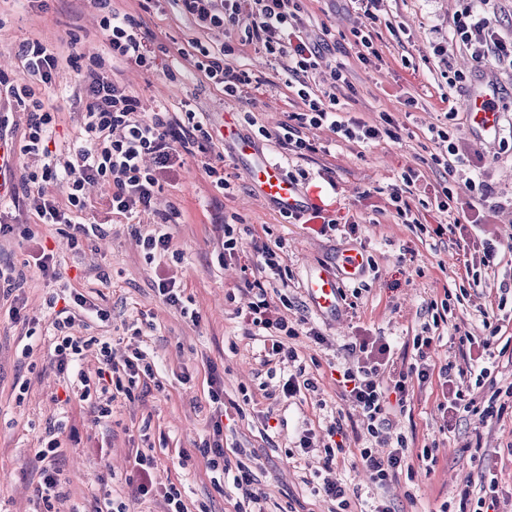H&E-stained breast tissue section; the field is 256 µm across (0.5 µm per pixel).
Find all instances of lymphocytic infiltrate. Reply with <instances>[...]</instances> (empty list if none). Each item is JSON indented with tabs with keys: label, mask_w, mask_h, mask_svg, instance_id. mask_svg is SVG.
<instances>
[{
	"label": "lymphocytic infiltrate",
	"mask_w": 512,
	"mask_h": 512,
	"mask_svg": "<svg viewBox=\"0 0 512 512\" xmlns=\"http://www.w3.org/2000/svg\"><path fill=\"white\" fill-rule=\"evenodd\" d=\"M157 0H138V12H123L115 8L112 0H96L99 28L106 36L110 57L89 55L79 50L77 36L49 45L34 39L22 43L16 53L22 68L12 74L0 71V99H7L24 107L27 112L26 129L15 153L16 165L0 172V180L7 184L0 195V206L23 204L28 206L41 224H67L72 228L68 236L71 246H79L83 239L102 237L101 223H73L72 214L86 207L85 188L89 184H102L108 193L102 202L112 214L149 216L161 190L160 179L182 154L199 157L205 175L216 189L230 190L222 165L213 161V129L203 113L189 108L171 112L147 107L143 100L126 87L109 78L112 59L136 65L146 70L156 67L158 56L171 58L172 64L165 74L175 79L174 62L185 60L194 66L201 77L226 96L248 98L261 87L258 78L247 71L232 67L225 58L233 54L230 44L214 50L192 40L190 48L172 47L156 42L143 29V12L149 11ZM182 15L192 18L200 30L236 32L241 44L262 45L275 57L287 60L289 72L296 78V91L304 109L292 113L285 125L282 141L297 157L317 153L316 142L307 131L329 127L339 138L368 143L381 137L397 138L388 118L370 124L346 119L338 112L336 89L345 85L343 73L333 75V86L315 93L309 83L310 75L319 68V59L327 47L324 40L311 37L299 24L303 0H169ZM465 5L455 21L453 38L470 52L478 65L488 62L512 61V40L499 36L493 22L473 6ZM78 69L80 86L86 100L83 124L72 148L50 150L52 128L56 114L46 108L40 97L43 87L52 85L62 65ZM252 299L246 314L249 335L269 339V356L279 362L295 365L298 354L287 346L289 338L298 336V329L277 317L261 281L250 282ZM75 314L55 318L53 327V357L60 374H73L80 384L81 398H88L91 390H99L104 404L101 414H109V401L114 393L132 396L141 380L152 378L153 367L144 352L132 350L122 363L112 360V348L102 343L97 356L95 372H86L81 366L86 344L73 332ZM434 338L418 335L413 339L416 361L400 370H389L391 347L381 339L357 336L348 344L350 355L361 356L362 364L345 366L340 372L339 385L346 398L353 400L361 410V425L369 436L381 438L387 423L390 403L406 407L411 381L427 382L439 377L448 395L443 403L444 415L461 412L498 415L506 405L512 404V387L496 390L476 402L453 387L451 365L433 368L428 353ZM204 452L209 455L212 472L232 475L239 492L235 512H265L263 492L256 488L252 472L243 463H232L224 453V426L221 419H213ZM417 458L427 466L436 459L431 448H410L407 437L401 436L388 456L377 455L372 449H360L354 462L378 486H386L395 479L410 459Z\"/></svg>",
	"instance_id": "lymphocytic-infiltrate-1"
}]
</instances>
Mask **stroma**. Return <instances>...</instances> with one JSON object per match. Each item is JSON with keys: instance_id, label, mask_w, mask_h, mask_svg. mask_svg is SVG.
Masks as SVG:
<instances>
[{"instance_id": "35a3bbf8", "label": "stroma", "mask_w": 512, "mask_h": 512, "mask_svg": "<svg viewBox=\"0 0 512 512\" xmlns=\"http://www.w3.org/2000/svg\"><path fill=\"white\" fill-rule=\"evenodd\" d=\"M462 7V0H381L380 14L391 21L385 27L354 11L350 0H304L305 29L330 42L310 80L314 91L328 88L335 67L345 66L350 86L338 94L343 115L372 122L388 114L400 135L396 141L384 138L365 145L335 138L325 127L313 129L309 136L319 151L305 161L258 132L262 126L276 130L290 113L302 109L291 74L264 49L248 46L229 59L263 82L260 93L247 100L224 96L188 65L175 83L159 68L119 66L114 79L147 106L176 111L187 103L204 113L218 134L214 151L224 158L231 189L226 195L219 192L197 158L182 155L164 174L156 202L160 212L180 213L167 227L175 253L152 260L134 232L138 217H110L107 236L77 250L70 248L64 225L37 223L23 207L0 209V220L33 230L29 237L15 233L0 238V263L24 274L18 291L23 320L0 322V512H69L74 505L92 512L96 499L109 493L123 497L131 512H164L162 494L172 486L181 490L189 512L203 507L234 512L237 490L229 483L214 486L199 451L219 409L224 412V450L246 449L268 512H331L332 502L314 489L324 461L300 451L301 434L312 430L327 435L339 420L347 433L346 450L388 451L386 444L364 434L355 406L337 384L338 368L351 360L346 344L355 336L382 338L392 347L396 367L409 366L415 355L413 337L432 323L431 303L444 299L452 315L438 329L430 363L451 364L457 386L467 395L482 396L469 375L471 362L459 350V338L467 332L485 336L482 320L487 317L499 327L487 382L502 389L512 386V126L503 125L495 143L476 145L467 134V90L449 88L445 77L452 68L469 74L476 85L492 75L499 87V109L512 117V65L479 68L465 47L453 42ZM98 21L93 0H52L46 13L31 0H0V64L15 69V53L23 41L54 43L72 31L83 35V51L109 56ZM143 21L146 31L166 44L197 38L216 47L224 41L221 32L190 25L168 0H158ZM355 29L370 33L377 58H357L351 36ZM42 96L59 112L56 143L68 147L79 134L84 110L76 72L62 67ZM443 126L453 131L460 153L468 158L450 175L432 162L440 147L431 130ZM227 127L234 128L235 139L223 138ZM239 138L253 142L284 172L304 171L305 179L298 182L302 194L319 200L327 216L358 222L359 231L324 234L318 219L288 223L279 206L260 196L247 179L245 161L236 151ZM411 169L419 174L409 196L418 223L372 212L366 193L401 184ZM478 178L492 185L489 198L479 199L472 191L470 183ZM446 182L459 206L482 222L464 249L454 237L439 239L421 229L426 222H448V215L432 205L435 188ZM226 223L241 230L239 251L232 256L222 246ZM495 237L507 248L481 284H473L464 252ZM262 242L279 246L286 269L287 287H268L272 299L288 297L287 304L279 302L278 315L291 325L314 327L324 338L320 344L305 335L291 339L306 376L315 379L318 389L290 399L281 393L287 365L262 362L263 344L248 336L244 320L249 302L245 283L259 275L254 246ZM44 249L53 251L60 279L32 264V256ZM349 249L366 253V273L357 283H343L346 297L339 317L321 315L308 298L306 282L314 269H335ZM171 276L191 299L197 321L183 318L158 295L159 279ZM61 297L85 298L108 313L107 321L77 326V335L108 338L118 361L141 345L156 363L154 378L139 384L134 399L116 395L110 416H99L94 400L72 396L53 363L48 337H39L30 354L22 352L27 321L48 326L55 314L52 303ZM136 329L141 332L137 339L132 336ZM214 374L224 380L219 409L208 398ZM442 400L438 378L413 385L410 406L392 412L386 429L389 441L405 435L415 437L417 446H434L438 462L433 471L415 465L413 475H399L380 489L350 463L332 469V477L349 487L351 512H366L381 500L391 512H438L442 502L458 503L463 487L479 491L481 477L489 471L501 490L497 512H512V408L490 418L463 413L447 425L439 409ZM57 423L64 426L59 436L64 496L46 503L39 493L34 450ZM139 453L154 460L153 490L146 496L136 491L134 459Z\"/></svg>"}]
</instances>
